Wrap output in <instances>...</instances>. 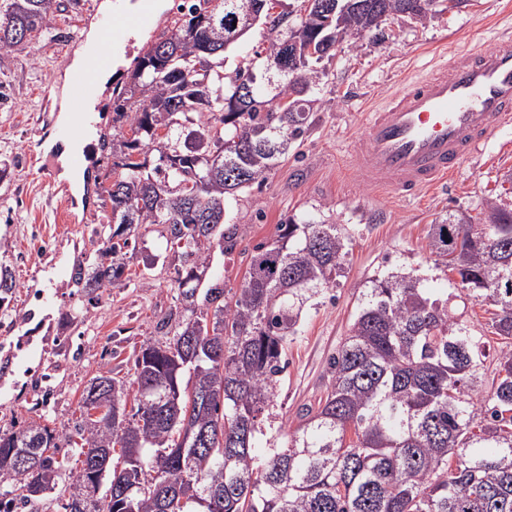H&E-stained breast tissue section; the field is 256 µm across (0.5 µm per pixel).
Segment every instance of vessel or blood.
I'll list each match as a JSON object with an SVG mask.
<instances>
[{
  "instance_id": "1",
  "label": "vessel or blood",
  "mask_w": 512,
  "mask_h": 512,
  "mask_svg": "<svg viewBox=\"0 0 512 512\" xmlns=\"http://www.w3.org/2000/svg\"><path fill=\"white\" fill-rule=\"evenodd\" d=\"M125 0L100 20L102 44L71 74L70 105L77 119L56 126L59 140L80 138L97 95L98 76L128 39ZM512 125V39L474 47L411 77L369 119L350 165L369 185L389 186L406 198L456 172L463 160Z\"/></svg>"
}]
</instances>
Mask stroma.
I'll list each match as a JSON object with an SVG mask.
<instances>
[{
	"label": "stroma",
	"mask_w": 512,
	"mask_h": 512,
	"mask_svg": "<svg viewBox=\"0 0 512 512\" xmlns=\"http://www.w3.org/2000/svg\"><path fill=\"white\" fill-rule=\"evenodd\" d=\"M102 0H81L54 11L25 49L0 53V264L17 288L0 306V431L30 419L55 428L79 418L89 379L108 371L137 391L134 358L174 309L181 263L158 233L142 231L127 256L123 282L87 295L77 270L97 260L94 228L105 222L98 178L111 165L99 152L85 177L82 200L65 207L59 166L50 142L69 90L67 68L101 15ZM512 0H435L420 24L405 16L385 23L384 41L347 37L310 95V126L261 186L238 192L228 204L225 231L235 249L213 252L203 282L239 287L253 246L276 238L286 217L338 224L348 237L345 273L336 288L303 309L289 337L286 367L269 408L267 439L285 441L302 408L316 405L328 386V363L354 320L369 280L391 269L413 272L424 287L452 289L427 249L432 224L454 211L480 217L487 199L503 193L512 171V126L464 160L446 188L407 200L392 188L363 186L349 168L351 145L362 138L371 111L432 61L489 45L492 29L512 26Z\"/></svg>",
	"instance_id": "1"
}]
</instances>
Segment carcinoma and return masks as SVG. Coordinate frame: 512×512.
Returning a JSON list of instances; mask_svg holds the SVG:
<instances>
[{
    "instance_id": "carcinoma-1",
    "label": "carcinoma",
    "mask_w": 512,
    "mask_h": 512,
    "mask_svg": "<svg viewBox=\"0 0 512 512\" xmlns=\"http://www.w3.org/2000/svg\"><path fill=\"white\" fill-rule=\"evenodd\" d=\"M277 0H183L175 30L147 43L116 95L112 132L102 135L112 164L101 181L110 205L98 236V261L79 288L121 284L131 233L161 227L180 250L181 309L158 324L135 358L138 394L130 415L99 426L90 408L126 409L121 381L92 377L74 429L90 454L120 446L118 460L96 462L112 494H70L65 512H512V208L496 198L485 223L463 212L432 225L434 264L456 276L454 293L431 292L408 273L371 280L354 321L329 363L324 398L280 446L262 444L264 414L285 368L284 348L300 308L334 287L347 237L335 224L278 225L277 238L254 247L243 283L224 301L215 283L198 300L184 284L208 267L224 235L228 199L263 183L308 129L304 93L314 64L331 58L338 36L384 38L376 15L402 13L410 0H307L304 16L274 12ZM53 0H0V52L26 46ZM255 13L274 34L266 60L287 57L289 42L307 49L271 98L266 74L239 65L225 80V53L252 28L234 15ZM16 282L0 265V305ZM492 309L499 337L488 399L475 401L490 340L458 320L455 299ZM180 392L174 402L168 398ZM63 430L35 420L0 433V458H28L0 468V512L33 507L63 475L56 454Z\"/></svg>"
}]
</instances>
